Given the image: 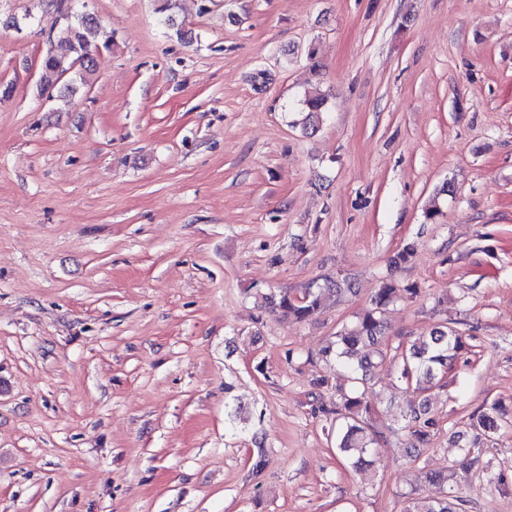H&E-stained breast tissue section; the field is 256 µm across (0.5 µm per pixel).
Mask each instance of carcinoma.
<instances>
[{
    "mask_svg": "<svg viewBox=\"0 0 512 512\" xmlns=\"http://www.w3.org/2000/svg\"><path fill=\"white\" fill-rule=\"evenodd\" d=\"M103 38V47H108L110 37L106 36L96 19L81 17L73 25L60 26L54 36L51 53L41 61L39 93L43 94L58 84L57 75L60 68L72 60L81 58L83 65L71 74V80L63 85L69 93L77 91V83H85L88 76L98 68V47L92 43L95 36ZM326 100L322 97L303 101L300 111V124L308 131L317 130ZM351 286L348 281L326 280L313 283L306 288L300 298L285 292L278 296H262L266 304L277 307L283 315L296 322H306L318 315L323 307L326 294L341 292V285ZM405 291L414 298L419 294L415 287H400L392 279L382 282L367 309L356 321L344 324L336 331L335 340L322 350L325 358H334L336 364L344 371V377L350 388H338L339 402L336 403V450L343 456L356 452L365 454L377 444V439L369 432L368 416L371 413L366 390L360 384L376 365L383 363L388 352L379 347L384 335L382 315L389 305ZM465 336L455 326L442 323L427 336L414 342L395 348V357L400 360V380L421 392H428L438 385L443 375L448 372V362L464 348ZM430 397H425L421 406L401 415L404 429L409 436L410 448L418 454L430 445L436 426L435 419L429 415ZM496 404L485 408L481 414L471 418L469 427L476 432L475 441L490 438L500 429ZM463 500L455 495L441 499L412 497L406 512H462Z\"/></svg>",
    "mask_w": 512,
    "mask_h": 512,
    "instance_id": "carcinoma-1",
    "label": "carcinoma"
}]
</instances>
